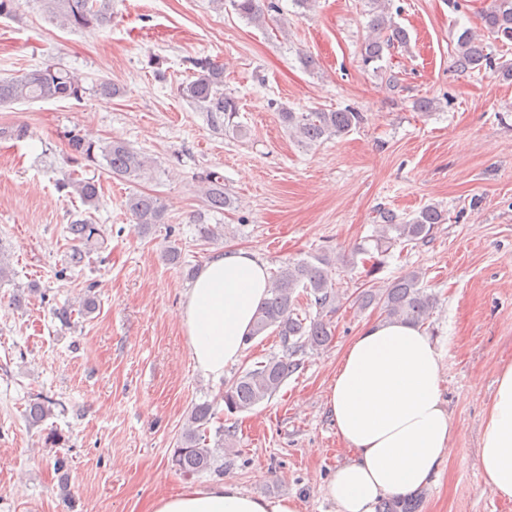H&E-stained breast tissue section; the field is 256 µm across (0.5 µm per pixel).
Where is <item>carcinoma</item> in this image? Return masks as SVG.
I'll use <instances>...</instances> for the list:
<instances>
[{"mask_svg":"<svg viewBox=\"0 0 512 512\" xmlns=\"http://www.w3.org/2000/svg\"><path fill=\"white\" fill-rule=\"evenodd\" d=\"M42 9L60 26L73 30L95 29L108 25L112 19V0H40ZM391 0H368L369 34L362 45V61L369 65L383 60L384 52L407 44V31L398 26L389 12ZM216 8L229 4L241 18L256 26L266 23L269 12L278 10L273 0H212ZM487 34L512 40V0H494L493 6L482 16ZM189 72L179 85L181 96L206 113L214 128L241 131L234 121L238 113L236 98L224 92V64L208 58L188 57L183 60ZM454 67L461 73H472L493 68L491 46L480 36L466 30L457 40ZM94 93L110 100L122 93V88L109 80H102ZM86 88L79 74L55 64H45L18 75L0 78V106L36 101L80 100ZM280 118L290 134L305 146L317 145L333 137H341L363 121V114L353 108L333 111L294 112L280 109ZM67 159L70 163L98 164L115 178L129 184H138L150 178L154 160L121 140L103 141L87 133L71 131L67 134ZM200 192L206 211L221 213L234 208V201L224 189V177L215 171L198 176ZM57 189L68 196H76L86 209L71 219L65 228L67 238L73 241L68 255L67 269L73 271L85 265L92 247L101 244L103 230L93 222L92 211L100 200V186L92 178H83L72 171L57 183ZM127 207L136 224L143 230L165 220V209L160 199L150 193L135 191L127 200ZM379 224L373 236V248H357L367 255L372 264L366 276L372 277L382 263V257L397 245L418 244L432 236L436 225L447 220V213L438 205L422 207L416 216L407 220L389 209L378 210ZM198 234L202 241L213 243L224 235V225L205 223L204 215L197 218ZM336 261L326 251L309 258L289 259L273 271L269 279L267 297L260 305L252 328L244 343L250 344L260 336L279 338L282 351L266 356L254 366L235 374L224 385V412L228 416L250 412L256 406L271 400L302 365L299 357L307 350H318L333 339L332 322L328 319L343 294L336 287ZM96 283L85 288L78 305L80 314L95 311ZM316 309V315L302 312L300 301ZM354 303L362 310L378 308L385 319L423 326L427 324L437 300L423 285L422 272L411 270L397 279L378 286L371 283L355 297ZM55 400L38 395L28 403L25 416L31 426H40L54 416ZM216 418L208 402L195 405L176 442L170 457L172 468L191 478L205 473L224 474V451L232 450L235 427L220 425L215 429V441H210V424ZM59 475L63 499L71 497L69 465L64 456L54 460ZM420 501L415 496L392 497L379 504L378 512H418Z\"/></svg>","mask_w":512,"mask_h":512,"instance_id":"obj_1","label":"carcinoma"}]
</instances>
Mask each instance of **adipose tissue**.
<instances>
[{"instance_id":"obj_1","label":"adipose tissue","mask_w":512,"mask_h":512,"mask_svg":"<svg viewBox=\"0 0 512 512\" xmlns=\"http://www.w3.org/2000/svg\"><path fill=\"white\" fill-rule=\"evenodd\" d=\"M268 281L266 263L247 249H225L203 264L185 294L180 324L204 375L222 379L241 361ZM327 408L350 452L326 487L337 512H374L379 497L421 489L457 433L443 399L442 355L410 324L382 321L355 336L336 367ZM480 462L489 488L512 497V364L497 374ZM149 512H299V503L254 496L227 480L185 484L155 499Z\"/></svg>"}]
</instances>
